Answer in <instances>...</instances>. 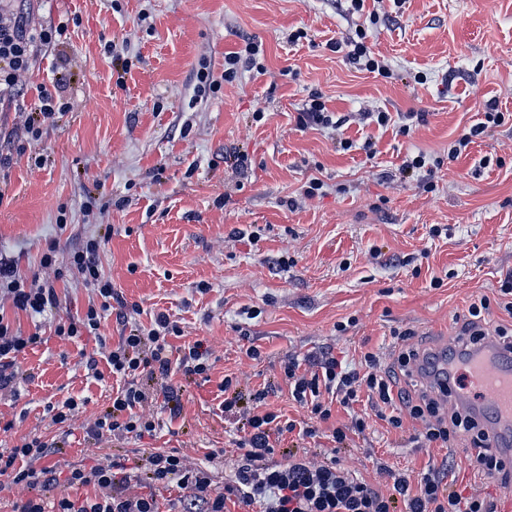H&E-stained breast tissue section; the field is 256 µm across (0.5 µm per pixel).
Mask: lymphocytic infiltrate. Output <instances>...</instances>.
Listing matches in <instances>:
<instances>
[{"instance_id":"1","label":"lymphocytic infiltrate","mask_w":512,"mask_h":512,"mask_svg":"<svg viewBox=\"0 0 512 512\" xmlns=\"http://www.w3.org/2000/svg\"><path fill=\"white\" fill-rule=\"evenodd\" d=\"M350 12L363 15L364 28L356 38L333 42L332 47L346 53L350 64L372 73H385L386 67L365 43L367 27L377 25L380 15L365 9L366 0H349ZM68 30L67 21L33 24L27 12L11 17L0 15V104L24 114L21 130L28 139L39 140L44 123L68 108L62 93L46 87L30 88L27 75L46 47L59 42ZM100 242L88 240L85 247L72 253L68 270L56 266L54 248H47L41 266L47 277L27 278L13 261L0 257V296L9 306L0 305V393L17 394L20 383L16 369L18 358L41 344L39 331L23 332L15 315L23 312L37 316L59 308L56 283L65 272L79 277L95 295L79 316L59 320L54 333L70 340L100 336L102 321L109 311L120 320L139 314L138 305L116 304L117 294L99 268ZM180 327L168 314L157 313L150 325L131 324L128 334L108 349L106 371H94L96 380L115 378L117 387L108 405L85 429L96 442L155 436L160 422L148 416V402L176 413L185 383L209 379L213 368L212 351L201 340L180 343ZM412 330L393 332L394 358L391 367H383L378 354L364 353L359 364L325 352L319 356L289 355L283 365V379L294 402L319 420L329 422L333 404L349 408L367 398L382 420L395 429L404 418L421 421L417 435L425 447L452 448L460 432L471 433L479 454L478 467L487 473L498 471L494 458L482 454L484 432L462 415L440 412L436 400L413 397L399 387L397 374H408L419 356L412 344ZM181 375L175 383L173 375ZM218 390L222 396L218 408L236 419L239 433L235 446L240 455L233 476L224 487L213 485L206 463L191 464L178 449L152 452L144 463L127 467L123 458L109 454L97 457L92 465L71 468L65 478L67 494L46 501L41 492L49 468L34 464L50 451L62 450L72 434V422L79 410L74 398L49 405L48 413L57 432L51 438L25 436L9 448H0V476L26 491L24 500L15 503L12 512H226L234 504L243 512H496L490 499L467 494L448 482L440 470H428L420 477L398 475L388 489L357 477L342 468L338 454L351 435L363 434L364 418L332 429L331 445L320 464H312L296 455L287 463L273 460L276 448L287 435L299 439L316 437L315 427L282 418L265 408L268 389L262 388L242 398L238 383L225 377ZM174 488L176 496L158 499L156 488ZM79 497H71V490Z\"/></svg>"}]
</instances>
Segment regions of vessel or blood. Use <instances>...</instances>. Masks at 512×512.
Returning <instances> with one entry per match:
<instances>
[{
	"label": "vessel or blood",
	"mask_w": 512,
	"mask_h": 512,
	"mask_svg": "<svg viewBox=\"0 0 512 512\" xmlns=\"http://www.w3.org/2000/svg\"><path fill=\"white\" fill-rule=\"evenodd\" d=\"M450 344L469 356L452 368L438 358V367L450 371L441 396L485 432L490 455L512 472V346L467 336L452 337Z\"/></svg>",
	"instance_id": "1"
}]
</instances>
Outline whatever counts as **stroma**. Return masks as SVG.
<instances>
[{
	"label": "stroma",
	"mask_w": 512,
	"mask_h": 512,
	"mask_svg": "<svg viewBox=\"0 0 512 512\" xmlns=\"http://www.w3.org/2000/svg\"><path fill=\"white\" fill-rule=\"evenodd\" d=\"M26 7L35 20L70 22L67 39L48 49L29 80L62 89L71 108L0 171V255L31 276L52 243L65 268L111 225L100 248L104 276L139 306V323L164 312L185 340H206L214 367L208 382L184 392L179 417L159 412L156 437L85 440L84 425L112 393L86 360H103L105 345L127 328L111 314L101 339L55 336L60 317L84 311L90 297L66 276L59 309L39 321L43 343L18 363L27 376L19 395L0 398V448L54 435L48 405L83 398L75 443L45 460L57 472L105 453L134 464L176 448L197 463L220 448L223 456L208 463L222 484L238 454L229 443L235 421L217 408L224 375L247 390L274 383L268 410L304 420L283 381L288 354L357 360L370 351L388 366L392 330H413L414 346L428 348L459 331L475 297L497 299L512 272V0H406L367 31L389 66L386 77L332 51L331 42L355 34L346 0H28ZM296 30L302 39L289 42ZM108 41L114 54L104 52ZM247 41L262 44L263 71L224 82L225 53ZM204 68L207 87L197 79ZM314 94L341 129L298 127L297 112ZM490 99L504 124L449 159L450 145ZM369 112L393 120L381 127L366 120ZM409 112L427 121L404 135ZM342 138L351 149L339 147ZM368 139L376 143L372 157L362 149ZM31 154L42 155L41 167L28 164ZM238 154L247 155V168L236 165ZM419 154L443 164L431 175H404V162ZM314 178L322 189L303 198ZM91 197L105 210L85 213ZM252 345L260 359L247 356ZM368 409L362 401L333 413L340 426L352 413L368 416L364 434L340 453L346 469L376 483L381 465L411 476L445 468L458 489L494 498L499 512L512 507V495L479 473L473 449L422 447L414 439L420 422L407 417L394 429Z\"/></svg>",
	"instance_id": "obj_1"
}]
</instances>
